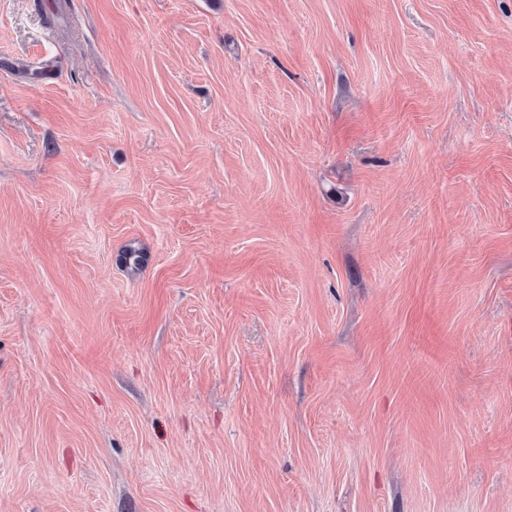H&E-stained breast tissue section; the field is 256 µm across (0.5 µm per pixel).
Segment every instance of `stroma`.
<instances>
[{
    "mask_svg": "<svg viewBox=\"0 0 512 512\" xmlns=\"http://www.w3.org/2000/svg\"><path fill=\"white\" fill-rule=\"evenodd\" d=\"M0 512H512V0H0Z\"/></svg>",
    "mask_w": 512,
    "mask_h": 512,
    "instance_id": "35a3bbf8",
    "label": "stroma"
}]
</instances>
